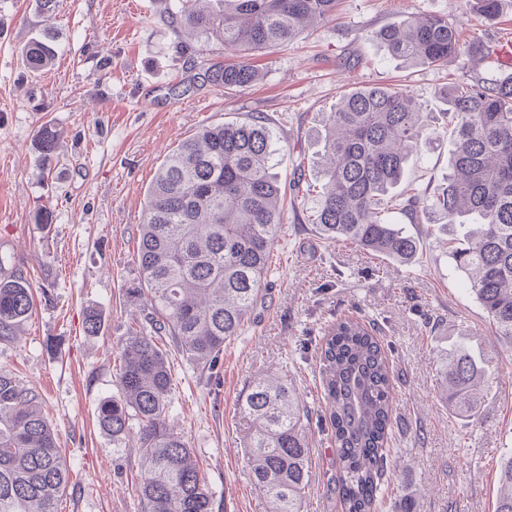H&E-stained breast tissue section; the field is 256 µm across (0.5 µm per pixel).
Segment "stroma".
<instances>
[{
  "mask_svg": "<svg viewBox=\"0 0 512 512\" xmlns=\"http://www.w3.org/2000/svg\"><path fill=\"white\" fill-rule=\"evenodd\" d=\"M422 13L448 17L461 46L482 44L483 55H459L444 69L409 68L374 39V31ZM40 16L39 0H0V267L22 273L34 300L14 339L0 340V370L43 399L70 472L58 512H141L138 442L114 447L98 411L116 390L128 327L144 316L130 290L140 281L146 193L181 140L247 113L271 119L282 146L276 173L285 198L262 299L213 370L169 355V420L203 469L214 512L272 510L249 480L238 410L249 383L264 376L291 382L311 410L303 512H344L317 359L325 329L344 316L375 328L395 392L377 512H398L408 498L415 512H492L498 462L512 452V347L496 339L455 271L447 233L427 235L426 216L413 224L390 212L392 222L424 239L418 259L401 266L328 242L312 214L322 120L355 87L401 84L413 93L431 119L427 144L401 186L430 195L444 185L452 125L440 92L464 76L512 78L492 60L499 45L512 42V9L487 21L470 0H340L335 20L256 55L261 80L229 96L200 79L224 61L223 46L185 48L164 0H55L59 53L34 79L21 48L38 32ZM104 56L112 60L108 75L99 67ZM47 123L62 133L49 182L36 146ZM41 205L52 210L51 223L33 222ZM90 309L101 316L94 335L83 325ZM458 344L488 378L473 421L449 413L437 391L435 357Z\"/></svg>",
  "mask_w": 512,
  "mask_h": 512,
  "instance_id": "35a3bbf8",
  "label": "stroma"
}]
</instances>
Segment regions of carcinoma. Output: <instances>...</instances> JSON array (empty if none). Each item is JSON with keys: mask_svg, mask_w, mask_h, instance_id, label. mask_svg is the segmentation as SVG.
Returning <instances> with one entry per match:
<instances>
[{"mask_svg": "<svg viewBox=\"0 0 512 512\" xmlns=\"http://www.w3.org/2000/svg\"><path fill=\"white\" fill-rule=\"evenodd\" d=\"M473 3L493 20L504 0ZM42 4L40 33L21 49L33 73L58 54L54 0ZM335 10L336 0H174L169 15L194 35L199 50L218 41L236 57L201 77L230 95L259 79L250 62L254 53L294 41ZM375 38L407 67L443 68L460 52L458 28L438 15L411 16ZM441 96L455 118L448 181L429 198L411 194L398 201L393 191L410 156L425 145L426 115L398 86L355 87L342 96L324 122L328 166L315 226L329 242H349L403 266L415 262L420 240L385 219L388 205L413 222L423 211L435 225L458 226L460 243L448 240L455 267L467 275L494 336L512 346V79L474 78L445 87ZM59 138L52 124L37 133L49 171ZM278 142L259 114L203 125L168 154L147 193L136 293L149 301L150 313L126 338L117 391L98 413L112 444L137 436L143 512H213V493L193 449L169 425L173 375L165 345L208 369L256 307L281 226V187L273 173ZM33 305L22 273L0 277V339ZM318 352L345 512H376L394 412L384 348L363 323L338 319ZM436 366L448 412L476 417L485 373L470 351L458 345L437 355ZM239 410L249 422L251 483L269 497L272 512H301L310 480L308 409L287 382L263 377L250 383ZM68 481L40 395L1 369L0 512H57ZM495 512H512V455L500 463Z\"/></svg>", "mask_w": 512, "mask_h": 512, "instance_id": "carcinoma-1", "label": "carcinoma"}]
</instances>
